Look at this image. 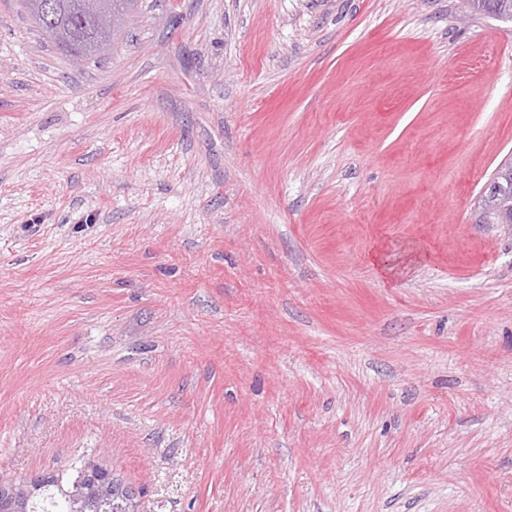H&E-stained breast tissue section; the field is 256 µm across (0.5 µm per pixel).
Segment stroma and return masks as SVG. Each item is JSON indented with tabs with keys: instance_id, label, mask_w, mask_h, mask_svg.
I'll use <instances>...</instances> for the list:
<instances>
[{
	"instance_id": "1",
	"label": "stroma",
	"mask_w": 512,
	"mask_h": 512,
	"mask_svg": "<svg viewBox=\"0 0 512 512\" xmlns=\"http://www.w3.org/2000/svg\"><path fill=\"white\" fill-rule=\"evenodd\" d=\"M509 159L464 0H139L80 63L0 0V477L512 512ZM491 180L497 183L496 191L480 199L485 217L492 224H512V162L499 167Z\"/></svg>"
}]
</instances>
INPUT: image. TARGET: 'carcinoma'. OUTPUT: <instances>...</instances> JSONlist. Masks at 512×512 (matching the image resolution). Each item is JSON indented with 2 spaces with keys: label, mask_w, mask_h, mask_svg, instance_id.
<instances>
[{
  "label": "carcinoma",
  "mask_w": 512,
  "mask_h": 512,
  "mask_svg": "<svg viewBox=\"0 0 512 512\" xmlns=\"http://www.w3.org/2000/svg\"><path fill=\"white\" fill-rule=\"evenodd\" d=\"M33 0H22V6L36 27L56 45L57 49L75 60H86L112 51V32L96 23L91 5L100 3L112 9V15L122 20L137 8V0H51L49 22L41 23L32 10ZM468 8L486 12L499 19L512 21V0H466ZM493 180L497 189L481 196V208L493 224H512V162L496 171ZM85 476L84 467L68 472L50 473L27 501L25 512H67L61 488L70 486ZM133 506L124 494H114L105 502L92 498L87 512H131Z\"/></svg>",
  "instance_id": "cac0c4a2"
}]
</instances>
